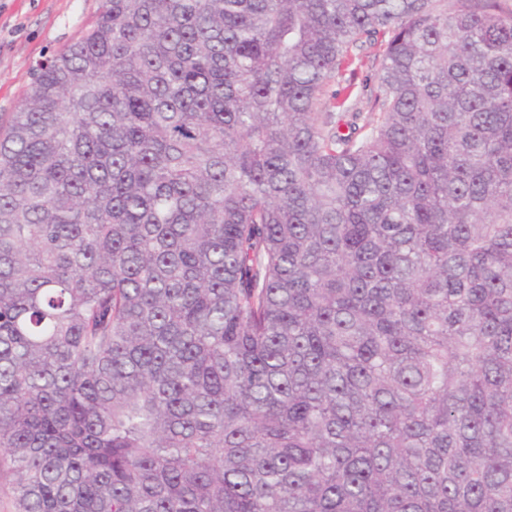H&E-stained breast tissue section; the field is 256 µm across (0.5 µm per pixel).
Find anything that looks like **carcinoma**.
<instances>
[{
  "label": "carcinoma",
  "mask_w": 512,
  "mask_h": 512,
  "mask_svg": "<svg viewBox=\"0 0 512 512\" xmlns=\"http://www.w3.org/2000/svg\"><path fill=\"white\" fill-rule=\"evenodd\" d=\"M99 2L0 126L14 512H512V5ZM364 59L367 65L359 67L358 59H355L349 70L346 71L344 79L336 78V82L330 83L329 90H336V102L343 101L344 98L349 95V98L345 102V107H355L366 115L368 112H371V103L368 96L366 94L363 95L361 92V82L366 75L371 74V71L368 69L370 64L367 62V58ZM354 68H357V70H355V74L350 77V70ZM350 82L352 87L347 90V86Z\"/></svg>",
  "instance_id": "carcinoma-1"
}]
</instances>
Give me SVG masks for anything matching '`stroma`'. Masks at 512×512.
I'll use <instances>...</instances> for the list:
<instances>
[{
    "mask_svg": "<svg viewBox=\"0 0 512 512\" xmlns=\"http://www.w3.org/2000/svg\"><path fill=\"white\" fill-rule=\"evenodd\" d=\"M99 0H0V123L18 111L38 61L75 42Z\"/></svg>",
    "mask_w": 512,
    "mask_h": 512,
    "instance_id": "obj_1",
    "label": "stroma"
}]
</instances>
